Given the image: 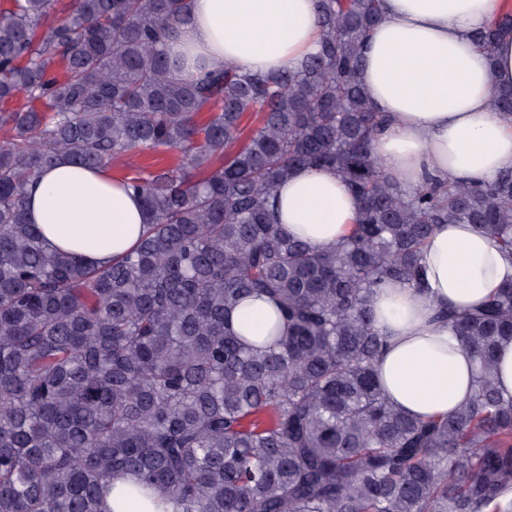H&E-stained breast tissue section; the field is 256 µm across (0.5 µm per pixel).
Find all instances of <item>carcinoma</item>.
Wrapping results in <instances>:
<instances>
[{"instance_id":"carcinoma-1","label":"carcinoma","mask_w":512,"mask_h":512,"mask_svg":"<svg viewBox=\"0 0 512 512\" xmlns=\"http://www.w3.org/2000/svg\"><path fill=\"white\" fill-rule=\"evenodd\" d=\"M11 0L0 11V512H113L112 479L155 512H512V397L493 383L512 341V285L440 310L476 360L452 413L410 417L375 373L372 297L417 285L439 224H473L512 255V169L478 185L385 172V118L360 77L380 0H319L318 50L276 75L226 65L178 77L166 39L187 0ZM512 13L474 40L486 54ZM58 62L62 73L52 74ZM512 115V87L491 91ZM181 152L121 178L146 231L104 268L46 251L26 187L65 156L82 168ZM299 166L334 169L359 202L315 248L274 218ZM275 303L286 334L256 346L231 313Z\"/></svg>"}]
</instances>
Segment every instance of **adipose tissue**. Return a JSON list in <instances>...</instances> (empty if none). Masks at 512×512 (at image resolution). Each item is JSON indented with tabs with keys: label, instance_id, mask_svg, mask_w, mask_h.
Wrapping results in <instances>:
<instances>
[{
	"label": "adipose tissue",
	"instance_id": "1",
	"mask_svg": "<svg viewBox=\"0 0 512 512\" xmlns=\"http://www.w3.org/2000/svg\"><path fill=\"white\" fill-rule=\"evenodd\" d=\"M512 0H383V16L364 47L361 80L389 119L374 143L382 167L418 185L440 175L461 184L487 182L512 168V118L493 111V87L512 85V38L492 56L472 41ZM317 0H191L188 20L167 43L182 77L230 64L276 74L314 52L320 40ZM27 218L47 250L106 266L133 248L145 223L142 202L109 168L60 161L26 190ZM279 222L312 246L336 244L353 224L358 201L330 168L300 167L279 187ZM422 287L397 282L373 297L376 327L389 344L376 365L379 384L403 413L429 419L453 412L472 391L476 364L438 309L466 310L512 282L503 255L476 226L441 224L421 253ZM274 305L245 301L233 314L252 341L273 333Z\"/></svg>",
	"mask_w": 512,
	"mask_h": 512
}]
</instances>
